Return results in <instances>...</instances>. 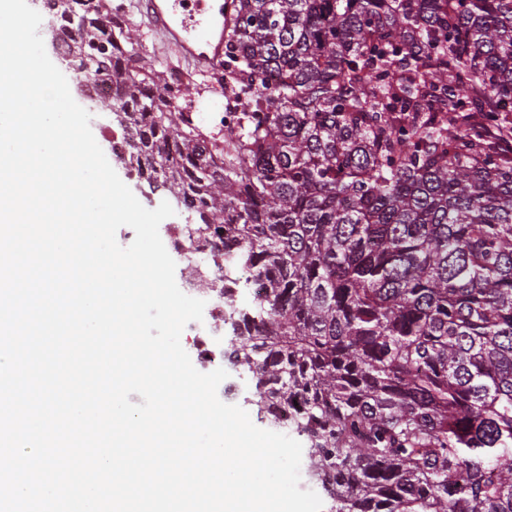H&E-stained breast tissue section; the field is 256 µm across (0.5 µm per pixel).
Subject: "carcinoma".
<instances>
[{
  "mask_svg": "<svg viewBox=\"0 0 512 512\" xmlns=\"http://www.w3.org/2000/svg\"><path fill=\"white\" fill-rule=\"evenodd\" d=\"M50 2L124 164L266 281L232 363L259 411L298 405L331 512H512V0H233L249 111L220 141L130 6Z\"/></svg>",
  "mask_w": 512,
  "mask_h": 512,
  "instance_id": "carcinoma-1",
  "label": "carcinoma"
}]
</instances>
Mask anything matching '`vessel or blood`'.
<instances>
[{
  "label": "vessel or blood",
  "instance_id": "1",
  "mask_svg": "<svg viewBox=\"0 0 512 512\" xmlns=\"http://www.w3.org/2000/svg\"><path fill=\"white\" fill-rule=\"evenodd\" d=\"M229 0H142L151 28L166 48L195 71L213 73L224 63Z\"/></svg>",
  "mask_w": 512,
  "mask_h": 512
}]
</instances>
